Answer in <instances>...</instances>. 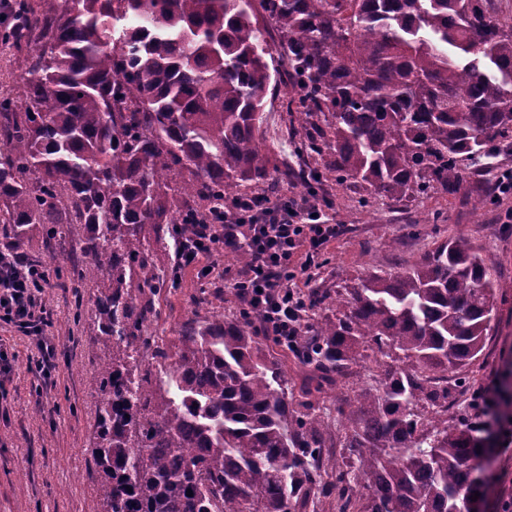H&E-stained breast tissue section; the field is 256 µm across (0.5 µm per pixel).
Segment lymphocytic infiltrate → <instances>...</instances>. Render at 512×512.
<instances>
[{
    "label": "lymphocytic infiltrate",
    "instance_id": "obj_1",
    "mask_svg": "<svg viewBox=\"0 0 512 512\" xmlns=\"http://www.w3.org/2000/svg\"><path fill=\"white\" fill-rule=\"evenodd\" d=\"M319 210L312 193L273 199L259 194L231 201L217 218L194 215L192 223L176 227L178 266L187 269L201 258L247 246L253 261L232 278L231 286L266 331L280 342H293L307 307L299 283L313 279L323 249L339 233ZM49 285L45 270L0 251V321L35 339L37 366L45 373L52 367L53 345L45 334L39 297Z\"/></svg>",
    "mask_w": 512,
    "mask_h": 512
}]
</instances>
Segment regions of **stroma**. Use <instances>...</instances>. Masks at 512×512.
Listing matches in <instances>:
<instances>
[{
    "label": "stroma",
    "instance_id": "stroma-1",
    "mask_svg": "<svg viewBox=\"0 0 512 512\" xmlns=\"http://www.w3.org/2000/svg\"><path fill=\"white\" fill-rule=\"evenodd\" d=\"M292 116L280 98L268 99L261 128L263 145L275 154H287L298 165L290 129ZM329 201L325 214L339 225V236L329 242L318 275L305 285V293L336 292L368 271L398 270L420 262L426 253L451 237L460 238L486 265L500 285L494 308L493 329L485 351L470 370L469 388L448 423H470L474 403L490 379L501 378L512 391V222L505 213L512 199L497 202L485 177L467 175L454 195H429L403 205L343 190L326 181L317 192ZM85 229L65 225L61 237L46 240L42 234L18 245V252L45 266L51 286L40 297L47 332L55 343V368L50 377L35 370L38 353L29 337L0 322V512H90L95 504L97 478L91 470L95 446L94 379L101 354L86 335L95 318V299L105 281L94 277L83 262L79 243ZM199 267L180 272L176 287L155 298L157 318L150 329L164 340L178 336L182 324L193 316L236 315L232 288L225 272H238L232 253L220 259L221 273L203 276ZM271 356L282 368L283 385L294 401L308 400L312 412L339 419V411L354 392L377 385L384 368L377 351H369L362 367L346 386L304 397L303 366L290 352L274 347ZM481 466L494 481L488 493L489 512L512 506V447L494 448Z\"/></svg>",
    "mask_w": 512,
    "mask_h": 512
}]
</instances>
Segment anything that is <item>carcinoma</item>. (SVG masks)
<instances>
[{"label": "carcinoma", "instance_id": "cac0c4a2", "mask_svg": "<svg viewBox=\"0 0 512 512\" xmlns=\"http://www.w3.org/2000/svg\"><path fill=\"white\" fill-rule=\"evenodd\" d=\"M491 2L52 0L37 14L0 0V38L25 61L21 98L0 99V224L17 244L84 225L81 252L111 284L88 329L108 352L92 449L103 512H471L484 440L418 411L457 406L448 372L491 331L496 279L460 241L311 299L336 314L306 319L291 347L312 366L305 394L355 375L372 344L404 363L340 411L345 436L290 407L246 304L187 321L172 356L147 322L167 283L152 247L200 202L333 177L410 203L512 152V24ZM282 85L320 164L274 178L260 129ZM148 356L167 369L142 368Z\"/></svg>", "mask_w": 512, "mask_h": 512}]
</instances>
